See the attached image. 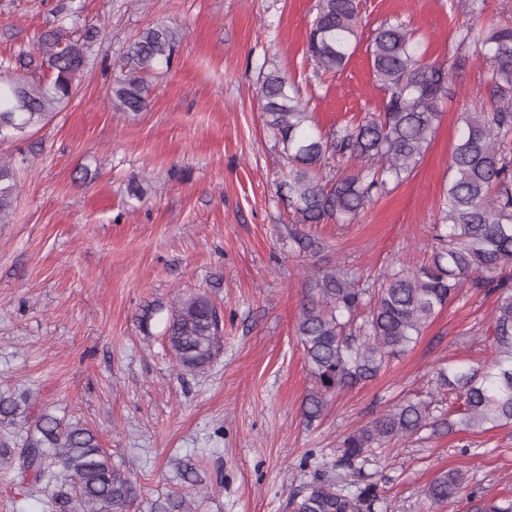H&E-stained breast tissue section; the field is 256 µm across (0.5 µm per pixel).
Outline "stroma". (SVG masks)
Returning <instances> with one entry per match:
<instances>
[{
	"instance_id": "35a3bbf8",
	"label": "stroma",
	"mask_w": 512,
	"mask_h": 512,
	"mask_svg": "<svg viewBox=\"0 0 512 512\" xmlns=\"http://www.w3.org/2000/svg\"><path fill=\"white\" fill-rule=\"evenodd\" d=\"M60 2L0 0V60L34 50ZM316 2L73 0L75 30H98L76 94L25 140L0 145L21 186L0 224V395H32L23 414L0 420V447L20 448L46 412L89 428L136 479L131 512L171 493L193 496L196 512H292L347 433L427 397L435 367L489 360L481 332L495 299L467 292L376 378L338 392L315 420L302 414L312 377L295 329L308 286L277 191L289 168L264 124L263 72L297 82L327 131L378 112L367 48L381 24H405L423 60L453 67L451 97L409 178L354 223L310 229L325 244L317 262L374 272L430 256L460 115L491 107L488 67L459 28L512 24V0H359L355 53L322 82L305 54ZM160 22L184 32L179 52L149 76L145 111H117L110 88L123 55ZM133 181L142 198L129 196ZM192 292L224 311V349L198 375L175 367L161 319L146 332L137 324L142 306ZM180 460L196 467L197 485L180 480ZM448 470L464 473L467 489L512 496V427L425 430L391 444L366 468L377 512H467L466 497L434 507L424 497Z\"/></svg>"
}]
</instances>
